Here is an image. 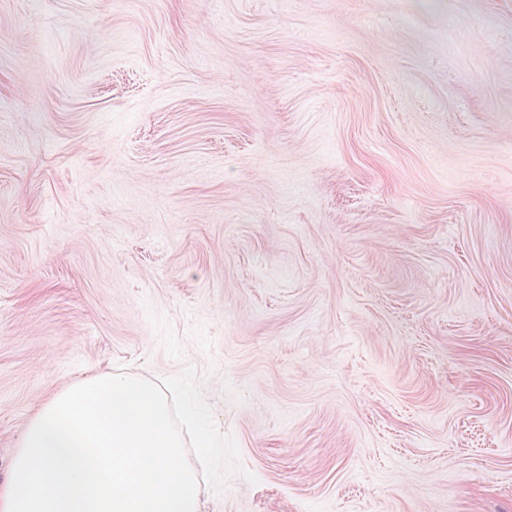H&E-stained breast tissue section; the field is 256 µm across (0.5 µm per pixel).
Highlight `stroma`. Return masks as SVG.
Here are the masks:
<instances>
[{
    "label": "stroma",
    "instance_id": "1",
    "mask_svg": "<svg viewBox=\"0 0 512 512\" xmlns=\"http://www.w3.org/2000/svg\"><path fill=\"white\" fill-rule=\"evenodd\" d=\"M188 367L204 512H512V0H0V484Z\"/></svg>",
    "mask_w": 512,
    "mask_h": 512
}]
</instances>
